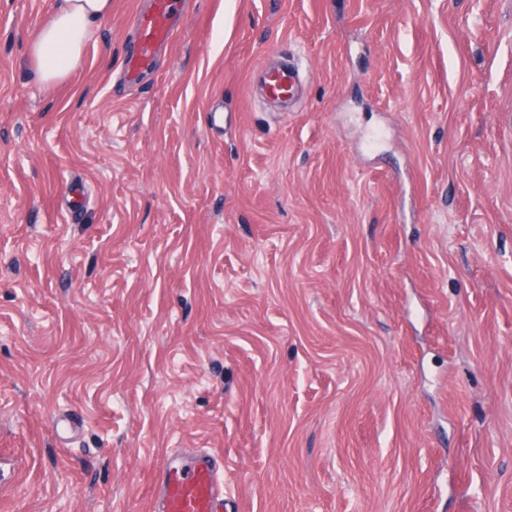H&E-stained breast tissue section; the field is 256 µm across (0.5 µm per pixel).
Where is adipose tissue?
I'll return each mask as SVG.
<instances>
[{"instance_id":"obj_1","label":"adipose tissue","mask_w":512,"mask_h":512,"mask_svg":"<svg viewBox=\"0 0 512 512\" xmlns=\"http://www.w3.org/2000/svg\"><path fill=\"white\" fill-rule=\"evenodd\" d=\"M111 13L112 0H59L29 48L32 63L45 85L65 81L79 67L92 26Z\"/></svg>"}]
</instances>
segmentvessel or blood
I'll use <instances>...</instances> for the list:
<instances>
[{"instance_id":"1","label":"vessel or blood","mask_w":512,"mask_h":512,"mask_svg":"<svg viewBox=\"0 0 512 512\" xmlns=\"http://www.w3.org/2000/svg\"><path fill=\"white\" fill-rule=\"evenodd\" d=\"M174 4L175 0H154L149 12L136 15L137 40L127 56V79L152 68L157 48L172 39ZM298 83V72L283 65L265 71L262 87L268 99L285 106L294 100ZM216 462L209 450L187 464L167 462L160 472L159 512H224V481Z\"/></svg>"}]
</instances>
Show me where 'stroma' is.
<instances>
[{
    "label": "stroma",
    "mask_w": 512,
    "mask_h": 512,
    "mask_svg": "<svg viewBox=\"0 0 512 512\" xmlns=\"http://www.w3.org/2000/svg\"><path fill=\"white\" fill-rule=\"evenodd\" d=\"M152 3L49 88L0 0V512H512V0H182L118 81ZM153 1V8L137 14L134 20L137 40L127 56L125 75L129 80L154 66L157 48L168 43L174 34L176 0ZM299 83L298 72L288 68V63L264 72L262 87L268 99L278 102L284 109L295 99ZM217 456L200 452L190 463L172 458L160 471L159 512H223L224 481Z\"/></svg>",
    "instance_id": "35a3bbf8"
}]
</instances>
